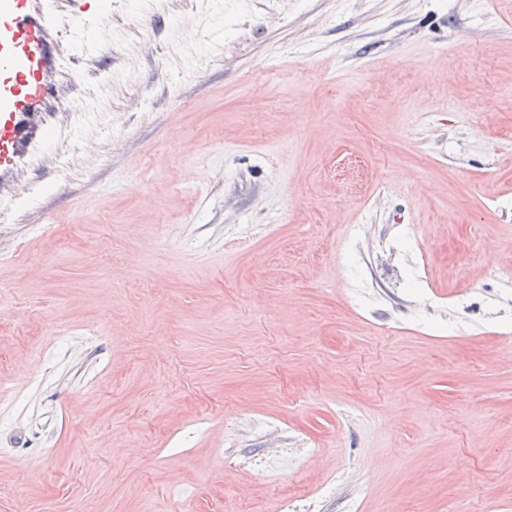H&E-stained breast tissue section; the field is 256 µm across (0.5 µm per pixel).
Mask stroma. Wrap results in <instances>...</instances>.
<instances>
[{
    "label": "stroma",
    "instance_id": "obj_1",
    "mask_svg": "<svg viewBox=\"0 0 512 512\" xmlns=\"http://www.w3.org/2000/svg\"><path fill=\"white\" fill-rule=\"evenodd\" d=\"M110 2L0 180V512H512V0Z\"/></svg>",
    "mask_w": 512,
    "mask_h": 512
}]
</instances>
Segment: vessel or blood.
Listing matches in <instances>:
<instances>
[{
  "label": "vessel or blood",
  "mask_w": 512,
  "mask_h": 512,
  "mask_svg": "<svg viewBox=\"0 0 512 512\" xmlns=\"http://www.w3.org/2000/svg\"><path fill=\"white\" fill-rule=\"evenodd\" d=\"M55 0H0V177L34 144L32 121L56 92Z\"/></svg>",
  "instance_id": "vessel-or-blood-1"
}]
</instances>
